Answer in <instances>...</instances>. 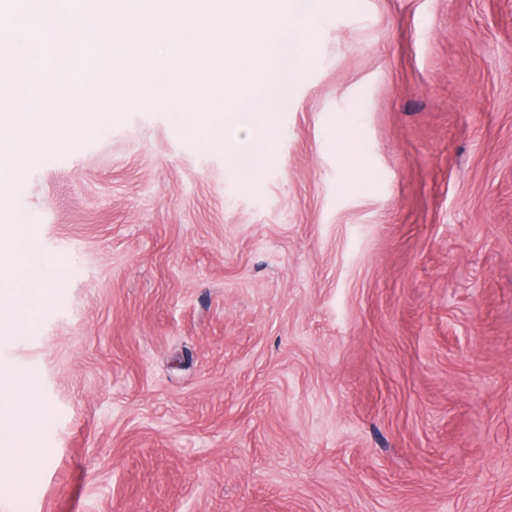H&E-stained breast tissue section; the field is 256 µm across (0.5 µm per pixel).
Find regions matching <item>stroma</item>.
Listing matches in <instances>:
<instances>
[{
	"label": "stroma",
	"instance_id": "stroma-1",
	"mask_svg": "<svg viewBox=\"0 0 512 512\" xmlns=\"http://www.w3.org/2000/svg\"><path fill=\"white\" fill-rule=\"evenodd\" d=\"M305 24L287 110L146 91L29 156L0 512H512V0ZM229 156L231 163L236 166H238L243 159H248L251 162L252 171L250 176H252L260 171L261 165L266 159V147L262 141L256 140L244 154L233 150L229 153Z\"/></svg>",
	"mask_w": 512,
	"mask_h": 512
}]
</instances>
